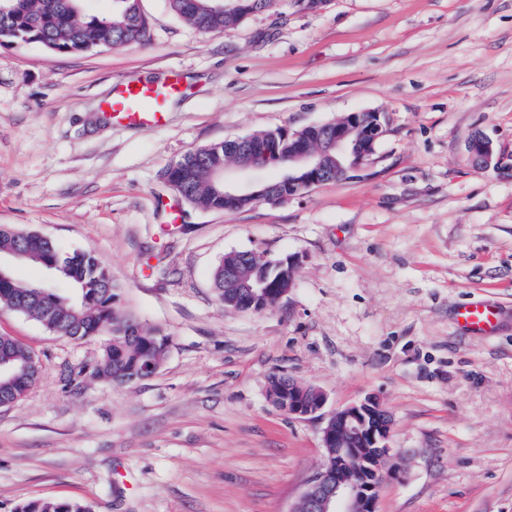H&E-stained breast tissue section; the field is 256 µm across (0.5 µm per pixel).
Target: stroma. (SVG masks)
<instances>
[{"mask_svg": "<svg viewBox=\"0 0 512 512\" xmlns=\"http://www.w3.org/2000/svg\"><path fill=\"white\" fill-rule=\"evenodd\" d=\"M146 42L60 55L0 46V225L95 250L120 305L171 341L152 377L87 382L102 342L0 310L40 359L0 407V512L83 499L94 512H292L321 469V432L367 397L392 417L397 474L378 512H512V0H272L202 33L141 0ZM183 78L157 128L100 123L115 83ZM387 114L358 170L279 202L214 212L164 170L187 151L352 112ZM482 133L509 163L474 165ZM296 258L261 314L224 308V254ZM487 303L490 335L458 310ZM279 373L319 387L302 419L266 397Z\"/></svg>", "mask_w": 512, "mask_h": 512, "instance_id": "stroma-1", "label": "stroma"}]
</instances>
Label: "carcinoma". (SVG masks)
<instances>
[{
    "label": "carcinoma",
    "instance_id": "cac0c4a2",
    "mask_svg": "<svg viewBox=\"0 0 512 512\" xmlns=\"http://www.w3.org/2000/svg\"><path fill=\"white\" fill-rule=\"evenodd\" d=\"M82 0H0V45L37 42L57 54H73L97 47L121 48L142 44L148 39L149 24L140 0H113L112 13L105 18L82 15ZM170 9L201 32L222 31L236 25L243 14L237 7L215 10L210 0H168ZM230 163L224 147L206 153L205 166L185 160L170 174L182 201L205 210L236 211L224 204L208 170ZM0 251L22 254L20 263L42 266L40 259L57 260L53 278L38 283L16 279L12 268L4 269L8 281H0V308L13 311L41 324L51 333L75 341L102 337L98 359L78 371L81 377L103 384H133L144 368L161 367L170 351V339L158 330L142 327L135 318L121 312L120 288L112 280L106 263L90 249L63 250L52 238L32 230L0 226ZM270 259L260 256L245 261L242 252L224 255L216 266L212 287L224 306L260 314L279 301L288 288L281 270L269 271L268 298L244 300L224 283V269L256 277L254 269L267 267ZM0 359L25 376L19 386L7 378L0 380V405H10L26 395L41 378L38 359L12 336L0 335ZM266 397L278 405L288 401V376L273 374L267 380ZM16 512H91L83 501L28 500Z\"/></svg>",
    "mask_w": 512,
    "mask_h": 512
}]
</instances>
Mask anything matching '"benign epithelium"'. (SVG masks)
I'll list each match as a JSON object with an SVG mask.
<instances>
[{
    "label": "benign epithelium",
    "mask_w": 512,
    "mask_h": 512,
    "mask_svg": "<svg viewBox=\"0 0 512 512\" xmlns=\"http://www.w3.org/2000/svg\"><path fill=\"white\" fill-rule=\"evenodd\" d=\"M323 129L320 141L324 153L336 157V167L326 166L322 154L312 151L301 132L278 128L260 145L256 136H240L224 140V151L237 157L233 170L238 177L230 179L228 170L215 171V178L224 191V199L251 204L274 199L275 185L255 182L254 172L266 169L257 163L254 154L265 151L275 156L273 167L288 171V185L302 193L327 180L347 176L357 170L373 154L375 146L387 131L386 115L375 110L353 112L344 121L316 125ZM471 161L483 168H500L493 143L481 133L472 134L466 143ZM224 276L235 281L247 297L265 296L269 284L256 278L245 280L232 269ZM326 396L317 387L288 380V405L282 410L301 418L318 414ZM392 419L385 408L368 397L333 412L322 429V447L332 445L334 436L344 435L336 447V461H328L304 491L299 505L306 512H376L378 487L374 478L381 473L393 448L390 445Z\"/></svg>",
    "instance_id": "obj_1"
}]
</instances>
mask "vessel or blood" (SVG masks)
<instances>
[{
	"label": "vessel or blood",
	"mask_w": 512,
	"mask_h": 512,
	"mask_svg": "<svg viewBox=\"0 0 512 512\" xmlns=\"http://www.w3.org/2000/svg\"><path fill=\"white\" fill-rule=\"evenodd\" d=\"M181 90L179 75H171L163 84L130 78L115 85L107 107L118 120L158 127L164 123L168 101ZM458 323L462 328L481 335L496 322L494 308L485 304H470L458 311Z\"/></svg>",
	"instance_id": "obj_1"
}]
</instances>
